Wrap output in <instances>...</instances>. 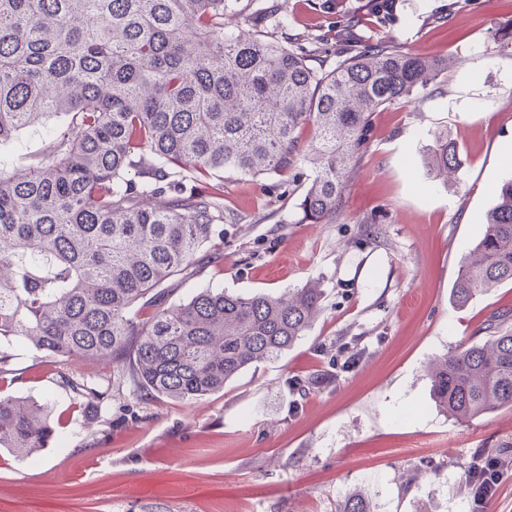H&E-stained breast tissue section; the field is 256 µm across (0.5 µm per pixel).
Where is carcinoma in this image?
<instances>
[{
  "instance_id": "obj_1",
  "label": "carcinoma",
  "mask_w": 512,
  "mask_h": 512,
  "mask_svg": "<svg viewBox=\"0 0 512 512\" xmlns=\"http://www.w3.org/2000/svg\"><path fill=\"white\" fill-rule=\"evenodd\" d=\"M225 6L0 0V338L47 357L123 362L140 394L189 400L280 357L319 317L315 283L279 295L204 288L171 304L165 284L224 237L225 172L281 175L302 155L312 179L301 221L335 222L372 114L408 102L451 61L376 42L317 71L309 54L257 31H224ZM51 114L70 121L13 167L3 148ZM460 166L456 143L436 135L427 175ZM485 224L460 260V305L512 284V179ZM430 379L456 420L512 409V329L499 323L483 344L452 348ZM55 434L47 406L0 395V448L31 460ZM340 512L372 510L352 493Z\"/></svg>"
}]
</instances>
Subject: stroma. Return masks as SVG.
Instances as JSON below:
<instances>
[{"label":"stroma","instance_id":"obj_1","mask_svg":"<svg viewBox=\"0 0 512 512\" xmlns=\"http://www.w3.org/2000/svg\"><path fill=\"white\" fill-rule=\"evenodd\" d=\"M231 0L228 32L262 30L316 50L378 41L453 65L408 103L374 114L335 223L301 221L310 167L224 176L223 239L174 278L171 301L204 288L279 294L316 281L322 313L275 360L194 400L146 399L112 363L48 358L19 338L0 393L47 405L57 433L37 463L0 448V512H337L355 489L375 512H470L475 449L512 437V410L468 422L440 410L426 369L484 343L512 285L458 306L459 261L512 178V0ZM460 149L454 176L426 174L433 136ZM87 380L95 395L74 389Z\"/></svg>","mask_w":512,"mask_h":512}]
</instances>
